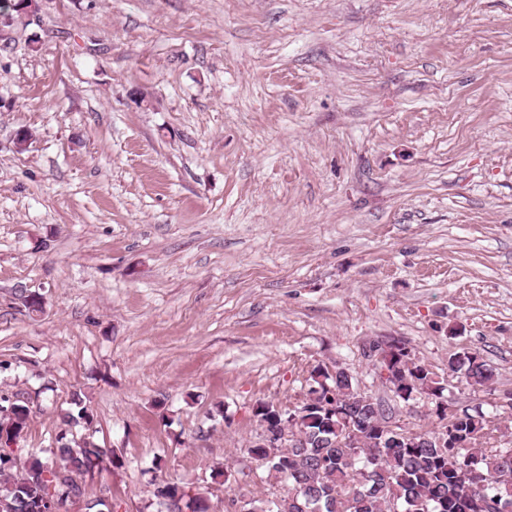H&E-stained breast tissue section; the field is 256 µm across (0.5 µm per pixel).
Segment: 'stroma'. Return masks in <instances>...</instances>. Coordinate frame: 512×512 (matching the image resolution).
Here are the masks:
<instances>
[{
	"label": "stroma",
	"instance_id": "obj_1",
	"mask_svg": "<svg viewBox=\"0 0 512 512\" xmlns=\"http://www.w3.org/2000/svg\"><path fill=\"white\" fill-rule=\"evenodd\" d=\"M34 139L17 150L18 130ZM43 294L28 313L19 290ZM404 341L512 418V0H43L0 22V394L80 397L114 512L272 488L257 403L389 398ZM478 352L484 386L449 376ZM448 371L460 374L467 385L483 386L490 383L495 374L491 366L475 351L461 350L448 359Z\"/></svg>",
	"mask_w": 512,
	"mask_h": 512
}]
</instances>
